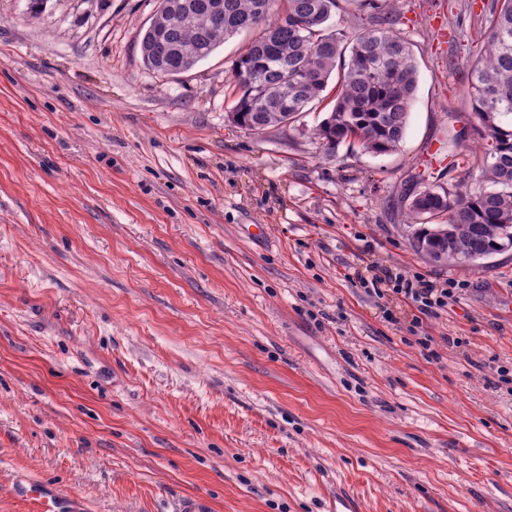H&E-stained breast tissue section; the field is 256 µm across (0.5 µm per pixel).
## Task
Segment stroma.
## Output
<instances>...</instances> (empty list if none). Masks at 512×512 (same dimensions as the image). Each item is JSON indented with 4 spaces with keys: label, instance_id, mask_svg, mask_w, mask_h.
<instances>
[{
    "label": "stroma",
    "instance_id": "35a3bbf8",
    "mask_svg": "<svg viewBox=\"0 0 512 512\" xmlns=\"http://www.w3.org/2000/svg\"><path fill=\"white\" fill-rule=\"evenodd\" d=\"M491 0H403L419 81L400 147L313 136L325 102L227 119L243 33L143 62L159 0H0V512L15 478L80 512H512V249L473 270L408 236L424 183L475 187ZM455 283L435 316L361 278Z\"/></svg>",
    "mask_w": 512,
    "mask_h": 512
}]
</instances>
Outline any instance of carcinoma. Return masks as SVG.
I'll return each instance as SVG.
<instances>
[{
  "instance_id": "obj_1",
  "label": "carcinoma",
  "mask_w": 512,
  "mask_h": 512,
  "mask_svg": "<svg viewBox=\"0 0 512 512\" xmlns=\"http://www.w3.org/2000/svg\"><path fill=\"white\" fill-rule=\"evenodd\" d=\"M196 21L163 19L160 0L153 19L163 57L147 54L151 31L140 41L146 66L175 74L180 64L208 58L225 40L259 30L234 66L236 94L228 120L252 132L286 127L337 88L328 115L313 130L330 159L343 144L374 155L394 152L403 141L418 85L413 43L399 28L398 0H366L367 22L330 29L336 14L349 15L352 0H284V15L270 22L276 0H224V16L212 19L181 0ZM483 54L472 66V128L488 142L483 155L464 161L482 172L474 188L433 183L409 203L411 241L424 259L476 265L512 249V0H491Z\"/></svg>"
}]
</instances>
